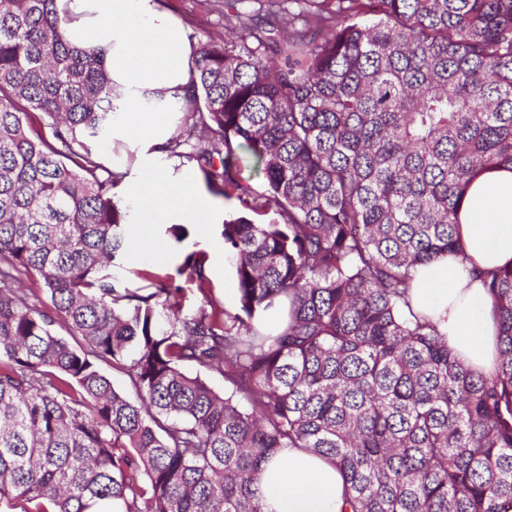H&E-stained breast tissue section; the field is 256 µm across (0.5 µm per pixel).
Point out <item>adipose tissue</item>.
<instances>
[{
	"label": "adipose tissue",
	"instance_id": "ef3b65f1",
	"mask_svg": "<svg viewBox=\"0 0 512 512\" xmlns=\"http://www.w3.org/2000/svg\"><path fill=\"white\" fill-rule=\"evenodd\" d=\"M59 30L78 49L102 52L119 109L112 145L132 153L117 173L147 248L155 224H217L224 218L194 168L167 159L192 48L183 29L155 0H56ZM458 226L466 259L443 256L419 269L410 290L470 370L489 375L498 361V327L482 273L512 266V170L489 168L470 181ZM264 512H344L339 470L302 448H286L265 465Z\"/></svg>",
	"mask_w": 512,
	"mask_h": 512
}]
</instances>
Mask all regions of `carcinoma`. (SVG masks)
I'll return each mask as SVG.
<instances>
[{
  "label": "carcinoma",
  "mask_w": 512,
  "mask_h": 512,
  "mask_svg": "<svg viewBox=\"0 0 512 512\" xmlns=\"http://www.w3.org/2000/svg\"><path fill=\"white\" fill-rule=\"evenodd\" d=\"M245 2L164 146L237 195L232 313L202 250L112 275L133 224L93 151L117 111L103 58L63 40L56 0H0V512H262L282 448L338 467L347 512H512V267L484 276L492 375L409 300L464 255L469 180L512 166V0Z\"/></svg>",
  "instance_id": "obj_1"
}]
</instances>
